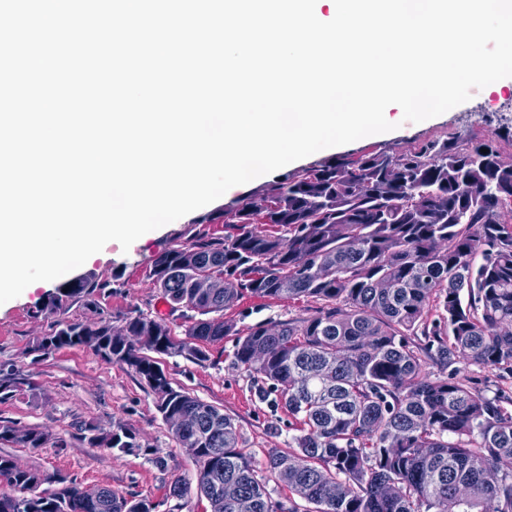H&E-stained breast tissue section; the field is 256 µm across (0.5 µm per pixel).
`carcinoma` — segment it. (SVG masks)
<instances>
[{"instance_id": "1", "label": "carcinoma", "mask_w": 512, "mask_h": 512, "mask_svg": "<svg viewBox=\"0 0 512 512\" xmlns=\"http://www.w3.org/2000/svg\"><path fill=\"white\" fill-rule=\"evenodd\" d=\"M511 134H455L278 177L224 208V237H196L152 260L155 287L190 312L184 336L138 312L121 327L59 321L35 350L91 342L134 370L194 459L210 512H512V391L489 396L457 367L512 377V160L495 145ZM245 296L319 304L237 339L235 363L299 423L292 449H268L261 473L235 419L174 388L157 361L209 360L205 344L233 331L224 310ZM429 363L439 375L424 371ZM47 441L36 428L0 425V444ZM88 443L141 448L122 428ZM271 481L293 497L273 499ZM53 482L1 454L10 492H0V512L158 507L108 487L88 500L77 483ZM226 483L236 497H224Z\"/></svg>"}]
</instances>
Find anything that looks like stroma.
<instances>
[{
    "mask_svg": "<svg viewBox=\"0 0 512 512\" xmlns=\"http://www.w3.org/2000/svg\"><path fill=\"white\" fill-rule=\"evenodd\" d=\"M512 125V77L496 85L473 90L471 98L437 117L420 123L405 122L379 136L326 148L296 161L305 168L341 155L366 151L398 154L411 144L442 140L451 133L483 136ZM224 200L218 199L193 214L150 231L145 241L128 251L106 244L97 258L72 271V278L88 279L97 288L89 295L63 302L60 314L47 311L56 295L52 281L34 293L0 304V368L20 372L24 383L11 398L0 401V420L38 429L50 437L40 448L0 445L23 467L76 481L90 490L109 487L115 492L146 498L159 505L158 512H208L206 500L195 491L183 498L170 497L175 479L194 483L196 466L174 437L156 407L154 395L127 366L106 362L92 344L67 346L49 356L35 350L37 340L51 333L56 319L89 327L102 321L122 326L126 317L142 311L162 318L175 331L187 323L181 312L171 310L149 267L156 254L184 242L188 232L210 237L224 234ZM306 301L244 297L225 310L224 317L237 330L247 332L260 322L280 321L305 315ZM235 337L210 344L209 361L199 363L182 357H160V366L173 387L189 392L232 416L240 443L252 454L256 468H263L268 449L287 450L292 435L291 419L282 407L261 399L258 385L233 362ZM125 427L142 445L137 455L106 451L88 444V428L106 433ZM165 459L164 467L153 463Z\"/></svg>",
    "mask_w": 512,
    "mask_h": 512,
    "instance_id": "1",
    "label": "stroma"
}]
</instances>
